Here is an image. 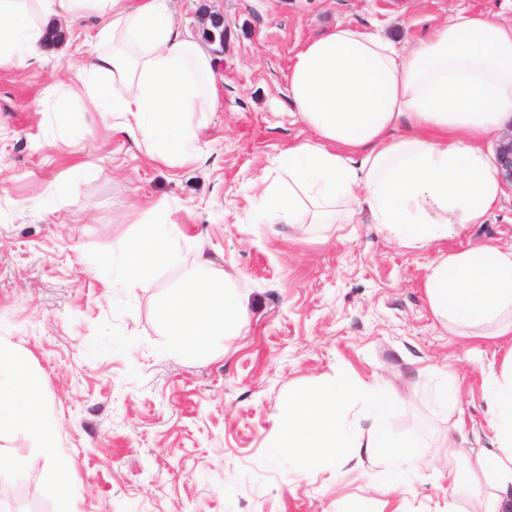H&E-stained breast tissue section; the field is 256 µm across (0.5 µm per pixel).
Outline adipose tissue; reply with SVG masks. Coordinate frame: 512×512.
Segmentation results:
<instances>
[{"mask_svg":"<svg viewBox=\"0 0 512 512\" xmlns=\"http://www.w3.org/2000/svg\"><path fill=\"white\" fill-rule=\"evenodd\" d=\"M93 11L103 26L79 69L81 95L148 155L198 159L200 115L217 111L215 63L180 31L166 0H0V67L38 62L47 22ZM292 113L311 131L277 158L262 193L271 224L368 221L389 241L437 247L423 286L449 330L512 335V246L445 251L483 223L502 187L484 142L512 116V25L462 10L406 47L378 31L338 25L310 38L288 75ZM490 450L451 447L452 493L472 512H512V352L485 386ZM40 440L56 512H76L56 460L52 417L26 356L0 343V434ZM487 494H473L479 483Z\"/></svg>","mask_w":512,"mask_h":512,"instance_id":"ef3b65f1","label":"adipose tissue"}]
</instances>
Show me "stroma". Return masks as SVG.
<instances>
[{"label": "stroma", "instance_id": "stroma-1", "mask_svg": "<svg viewBox=\"0 0 512 512\" xmlns=\"http://www.w3.org/2000/svg\"><path fill=\"white\" fill-rule=\"evenodd\" d=\"M176 26L201 34L224 16L223 44L208 45L222 107L208 117L195 161L152 159L112 120L81 109L43 113L78 89L76 70L92 13L59 19L63 42L44 61L0 68V340L43 381L78 512H468L452 494L448 441L487 448L483 377L499 372L496 341L456 336L423 288L433 248L388 242L369 224L258 221L261 192L288 144L310 129L291 116L287 77L315 34L340 24L382 30L407 45L449 14L489 9L512 23L505 0H169ZM74 186L53 201L55 186ZM205 243L218 272L239 275L245 311L237 335L210 355L159 352L157 300L179 278L166 270L136 288L111 289L89 250L130 237L149 203ZM512 245V193L449 248ZM351 373L397 396L389 420L424 446L400 489L383 492L386 465L343 459L302 477L263 464L286 394ZM447 373L455 413L434 403Z\"/></svg>", "mask_w": 512, "mask_h": 512}]
</instances>
